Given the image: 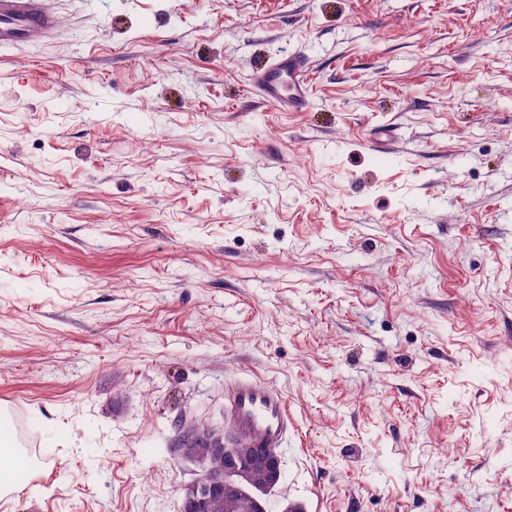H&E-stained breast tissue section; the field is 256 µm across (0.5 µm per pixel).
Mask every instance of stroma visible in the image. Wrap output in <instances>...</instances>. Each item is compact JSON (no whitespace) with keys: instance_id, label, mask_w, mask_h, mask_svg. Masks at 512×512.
<instances>
[{"instance_id":"35a3bbf8","label":"stroma","mask_w":512,"mask_h":512,"mask_svg":"<svg viewBox=\"0 0 512 512\" xmlns=\"http://www.w3.org/2000/svg\"><path fill=\"white\" fill-rule=\"evenodd\" d=\"M0 49V512H181L264 380L266 512H512V0H52ZM311 60L302 112L253 71ZM226 418L247 437V448H262L265 457H278L288 432V405L284 397L263 380L240 377L224 393ZM273 452V453H272ZM279 458V457H278ZM0 460L7 461L10 464L11 474L0 473V496L15 492V486L12 481L13 473L30 468L28 458L22 454L12 443L8 427L4 422H0Z\"/></svg>"}]
</instances>
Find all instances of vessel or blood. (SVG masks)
Here are the masks:
<instances>
[{
	"instance_id": "obj_1",
	"label": "vessel or blood",
	"mask_w": 512,
	"mask_h": 512,
	"mask_svg": "<svg viewBox=\"0 0 512 512\" xmlns=\"http://www.w3.org/2000/svg\"><path fill=\"white\" fill-rule=\"evenodd\" d=\"M57 16L50 0H0V47L39 43L58 32ZM255 88L264 99L287 112L304 111L311 91V66L301 52L278 58L258 68ZM224 411L236 433L247 445L277 452L288 432V405L284 397L263 380L241 377L224 393Z\"/></svg>"
}]
</instances>
